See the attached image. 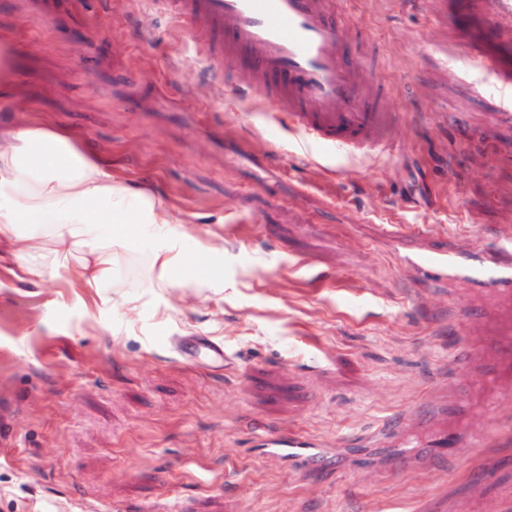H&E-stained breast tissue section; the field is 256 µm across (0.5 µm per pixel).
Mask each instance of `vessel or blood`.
<instances>
[{
	"instance_id": "1",
	"label": "vessel or blood",
	"mask_w": 512,
	"mask_h": 512,
	"mask_svg": "<svg viewBox=\"0 0 512 512\" xmlns=\"http://www.w3.org/2000/svg\"><path fill=\"white\" fill-rule=\"evenodd\" d=\"M189 36L208 32L209 65L233 69L247 61L265 97L290 127L315 145L348 153L387 150L394 141L395 113L361 91L360 68L341 50L340 31L329 0H160ZM458 275L496 285L512 280V249L499 262H456ZM481 351L460 349L457 358L472 366L483 406L496 407L497 387L512 370L500 352L512 354V336H489ZM175 349L193 359H224L222 345L203 337L177 340ZM273 452L291 458L311 456V445L291 435L273 439Z\"/></svg>"
}]
</instances>
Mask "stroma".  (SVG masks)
Segmentation results:
<instances>
[{"mask_svg":"<svg viewBox=\"0 0 512 512\" xmlns=\"http://www.w3.org/2000/svg\"><path fill=\"white\" fill-rule=\"evenodd\" d=\"M341 43L398 116L386 152L315 148L251 70L202 60L153 0H0L16 61L0 129L67 128L114 180L169 207L212 276L151 288L150 238L101 292L0 263V512H456L490 463L404 464L485 289L426 257L512 241V15L472 0H337ZM101 38L92 39L88 29ZM213 241L219 254L204 255ZM224 346L189 361L178 336ZM306 437L317 467L267 454Z\"/></svg>","mask_w":512,"mask_h":512,"instance_id":"1","label":"stroma"}]
</instances>
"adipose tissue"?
I'll list each match as a JSON object with an SVG mask.
<instances>
[{
    "instance_id": "1",
    "label": "adipose tissue",
    "mask_w": 512,
    "mask_h": 512,
    "mask_svg": "<svg viewBox=\"0 0 512 512\" xmlns=\"http://www.w3.org/2000/svg\"><path fill=\"white\" fill-rule=\"evenodd\" d=\"M160 199L113 180L108 169L68 135L32 126L0 136V262L36 284L64 272L86 288L112 281L114 257L142 236L156 242V282L177 287L187 262Z\"/></svg>"
}]
</instances>
